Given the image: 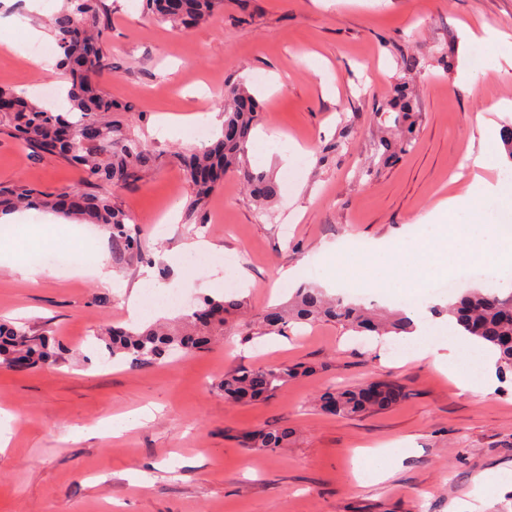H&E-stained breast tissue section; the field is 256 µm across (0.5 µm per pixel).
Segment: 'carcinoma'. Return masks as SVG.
Here are the masks:
<instances>
[{
  "instance_id": "obj_1",
  "label": "carcinoma",
  "mask_w": 512,
  "mask_h": 512,
  "mask_svg": "<svg viewBox=\"0 0 512 512\" xmlns=\"http://www.w3.org/2000/svg\"><path fill=\"white\" fill-rule=\"evenodd\" d=\"M148 13L161 23L188 27L209 18L223 0H144ZM61 50L60 67L69 84V109L57 112L24 98L14 88L0 85V100L10 101L12 111L0 112V123L12 128L39 157L55 156L77 165L81 181L57 194H41L31 188L0 190V211L18 206L51 208L104 226L112 239L131 253L140 252V242L128 228V215L101 192L104 183L125 185L140 179L151 169L155 158L142 139L127 132L120 108L105 93L102 78L112 71L105 52L111 37V20L104 0H63V6L45 21ZM224 123L220 137L202 151L180 156L194 188L190 213H197L223 181L224 174L243 176L250 193L260 203L259 215L267 216L269 202L278 196L277 183L245 165V149L252 130L260 124L261 108L255 96L239 83H225ZM392 114L393 126L405 137L394 142L381 138L379 146L387 154L404 151L410 145L406 133L412 129L414 103L406 86L398 87L395 98L383 108ZM243 300L229 293L207 297L192 313L171 324L148 327L108 326L106 344L112 357L122 356L133 366L153 365L174 351L193 352L215 335L242 334L245 325L237 320ZM448 315L465 336L493 351L500 376L512 372V289H470L448 305ZM319 321L340 324L357 332L377 336H402L415 328L405 313L381 315L362 305L345 303L326 296L320 288L301 287L286 306L267 310L264 333L281 331L291 322ZM65 346L48 332L34 333L22 322H0V367L23 369L53 366ZM298 368L281 365L242 369L224 375L218 386L224 399L250 403L275 395ZM406 397L403 386L393 381L371 382L357 389H326L318 396V408L336 416H353L389 408ZM293 430L287 426L270 428L245 436L247 448L274 451L288 445Z\"/></svg>"
}]
</instances>
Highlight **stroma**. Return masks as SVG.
I'll list each match as a JSON object with an SVG mask.
<instances>
[{"label":"stroma","mask_w":512,"mask_h":512,"mask_svg":"<svg viewBox=\"0 0 512 512\" xmlns=\"http://www.w3.org/2000/svg\"><path fill=\"white\" fill-rule=\"evenodd\" d=\"M111 12L107 45L113 72L106 94L125 110L128 127L146 139L156 162L137 182L102 191L130 218L140 254L110 244L111 283L53 266L38 282L0 266V321H24L59 337L67 350L54 369L0 368V410L16 413L9 447L0 453V512H512V380L493 392L464 394L452 376L412 356L410 345L358 334L327 322L288 324L250 341L235 336L196 353L144 367L111 358L99 331L134 324L127 308L137 293L151 321L184 315L161 303L177 290L191 304L224 295V278H239L247 317L287 302L301 286H318L335 253L340 287L366 306L396 309L403 293L421 296L415 323L439 329L455 360L476 370L483 348L464 346L444 315L448 294L429 288V262L413 263L399 287L386 286L346 259L349 240L366 247L423 244L447 252L448 277L459 290L485 287L491 268L469 259L466 244L446 245L431 213L466 172L468 154L483 155L486 176L512 183V160L501 142L482 139L471 116L501 99L512 101V0H224L207 22L181 31L157 22L142 0H105ZM28 12L24 0H0V39L23 56L0 50V83L25 90L62 86L53 41H29L60 7L44 0ZM496 29L477 78L463 71L472 47L463 25ZM39 49L49 68L26 55ZM328 64L335 95L322 93L307 59ZM415 67L407 71L404 60ZM279 74L282 91L268 85ZM241 82L262 104V121L247 143L253 171L279 185L278 212L263 220L242 177L226 174L201 219L191 218L193 187L178 153L197 145L192 129L164 130L160 118L191 115L209 123L221 104L212 80ZM412 90L417 117L407 151L389 161L376 151L380 114L398 84ZM297 141L308 154L281 166L280 151ZM77 166L38 158L8 128H0V187L53 193L76 184ZM205 239L212 253L184 252ZM298 274L281 282L279 271ZM268 365H301L305 374L274 397L250 404L225 401L226 373ZM394 380L399 405L351 417L322 413L327 386L357 388ZM151 410L153 418L117 435L95 434L102 421ZM293 428L287 447L270 453L242 447V435ZM402 446L379 478L362 448ZM497 471L502 487L484 497L476 481Z\"/></svg>","instance_id":"1"}]
</instances>
